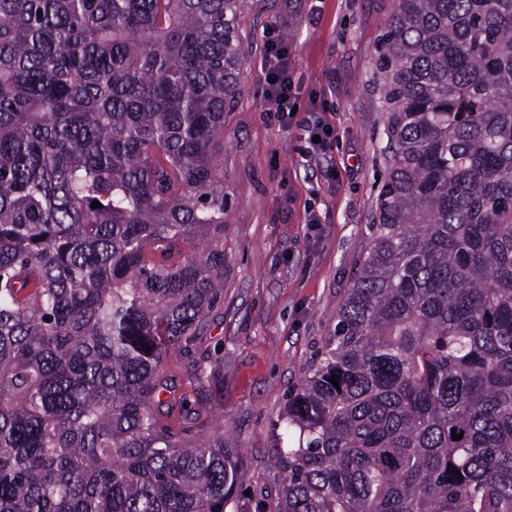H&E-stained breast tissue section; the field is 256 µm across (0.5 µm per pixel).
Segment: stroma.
Instances as JSON below:
<instances>
[{
  "instance_id": "35a3bbf8",
  "label": "stroma",
  "mask_w": 512,
  "mask_h": 512,
  "mask_svg": "<svg viewBox=\"0 0 512 512\" xmlns=\"http://www.w3.org/2000/svg\"><path fill=\"white\" fill-rule=\"evenodd\" d=\"M396 0H249L241 94L224 117V300L194 353L172 352L174 423L209 440L229 433L250 480L238 512H276L270 425L308 375L370 241L387 169L388 114L377 61ZM288 44L302 107L336 131L312 154L298 125L265 103L264 49ZM336 170L329 180L328 170ZM322 224L310 231L309 212ZM216 374L198 384L194 366Z\"/></svg>"
}]
</instances>
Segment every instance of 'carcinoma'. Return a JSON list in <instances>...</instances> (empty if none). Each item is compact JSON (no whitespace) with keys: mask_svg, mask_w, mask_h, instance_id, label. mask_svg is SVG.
Wrapping results in <instances>:
<instances>
[{"mask_svg":"<svg viewBox=\"0 0 512 512\" xmlns=\"http://www.w3.org/2000/svg\"><path fill=\"white\" fill-rule=\"evenodd\" d=\"M246 4L0 0V512H233L236 449L160 393L224 298ZM378 66L394 152L277 512H512V0H397Z\"/></svg>","mask_w":512,"mask_h":512,"instance_id":"obj_1","label":"carcinoma"}]
</instances>
